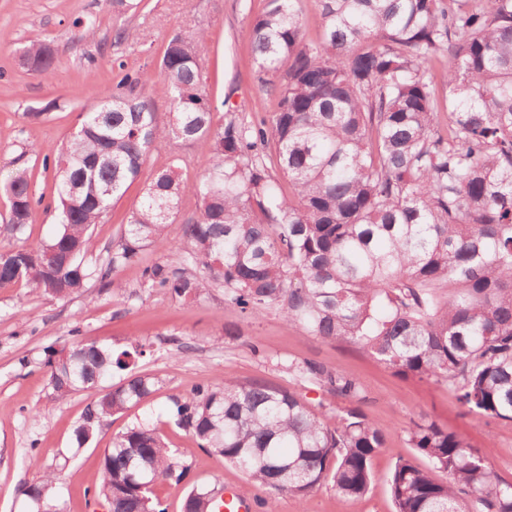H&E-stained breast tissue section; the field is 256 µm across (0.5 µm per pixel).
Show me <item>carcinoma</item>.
<instances>
[{
    "mask_svg": "<svg viewBox=\"0 0 512 512\" xmlns=\"http://www.w3.org/2000/svg\"><path fill=\"white\" fill-rule=\"evenodd\" d=\"M297 2L270 0L250 24L262 82L278 99L260 123L229 111L214 123L201 53L207 32L198 26L163 48L154 88L169 101L168 123H158L138 72L81 113L57 160V229L36 248L23 236L41 200L27 172H13L0 289L65 298L89 280L110 288L144 247L166 248L163 231L191 195L200 208L185 225L187 245L145 266L144 287L179 300L222 287L224 305L242 315L275 309L292 328L447 387L487 424L512 422V0H318L314 41ZM440 57L448 68L438 73ZM22 60L53 75L46 43L29 44ZM174 140L206 151L208 171L189 181L185 159L173 158L150 178L107 262L89 260L92 226L149 154ZM145 353L139 342L118 351L78 339L67 355L48 356L49 382L64 399ZM288 373L340 406L326 411L289 389L226 376L172 398L169 418L272 497L301 503L323 485L347 501L365 497L387 441L360 409L365 390L313 360L289 362ZM155 385L132 374L98 392L74 428L77 447ZM407 441L427 465L395 461L387 477L394 512H512V481L456 432L422 418ZM187 469L156 428L136 422L104 453L95 496L109 512H165L152 484ZM56 484L48 471L21 494L35 512H60ZM221 493L194 486L184 507L214 512Z\"/></svg>",
    "mask_w": 512,
    "mask_h": 512,
    "instance_id": "obj_1",
    "label": "carcinoma"
}]
</instances>
